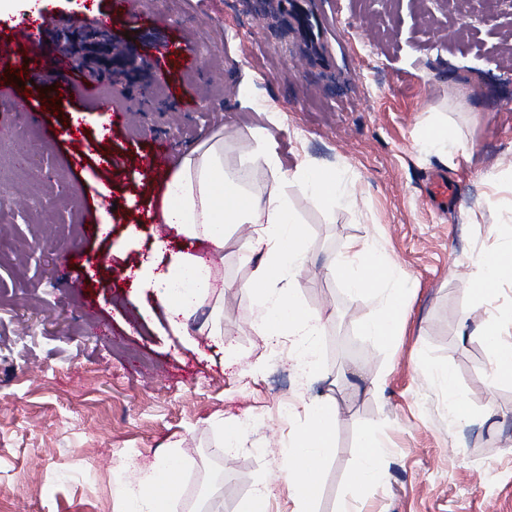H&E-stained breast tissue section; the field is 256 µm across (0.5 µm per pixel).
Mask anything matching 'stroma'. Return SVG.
Instances as JSON below:
<instances>
[{
    "mask_svg": "<svg viewBox=\"0 0 512 512\" xmlns=\"http://www.w3.org/2000/svg\"><path fill=\"white\" fill-rule=\"evenodd\" d=\"M108 0H46L36 46L50 58L104 36L140 59L96 67L105 95L123 89L145 111L112 126L107 107L51 103L52 82L30 83L0 101V512H124L122 490L162 452L182 459L174 512H195L199 489L240 512L252 491L275 489L271 512H292L278 478L284 448L306 427L289 414L299 400L336 406L335 452L317 479L316 512H512V383L491 385V357L479 331L512 314V289L493 310L469 290L479 254L494 243L491 222L512 189L489 175L512 163V12L479 0L461 13L448 0H132V17L90 26ZM68 19L67 38L55 26ZM190 35L196 65L161 57L158 46ZM250 77L251 102L238 96ZM197 102L183 109L184 99ZM43 121L27 120V105ZM103 152L74 164L77 145L52 140L71 113ZM452 124L467 156L445 164L420 150L432 127ZM263 131L284 170L301 161L336 168L358 191L356 207L312 204L300 186L283 190L305 229L300 296L328 320L316 339V368L300 379L287 354L265 355L249 322L243 284L251 274L230 231L216 259L224 276L228 365L209 336L175 335L151 290L132 294L130 270L166 237L144 220L150 173L142 154L166 139L181 156L214 133L234 168ZM454 183L447 209L423 204L427 181ZM112 214L106 236H88V201ZM367 239L415 285L399 336L368 341L360 325L373 302L349 294L331 265L346 241ZM265 356L251 375L250 365ZM450 370L466 417L448 413V391L433 367ZM241 422L233 459L214 455L230 420ZM383 448V485L353 498L351 478L365 433Z\"/></svg>",
    "mask_w": 512,
    "mask_h": 512,
    "instance_id": "stroma-1",
    "label": "stroma"
}]
</instances>
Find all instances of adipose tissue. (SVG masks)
I'll return each mask as SVG.
<instances>
[{"mask_svg":"<svg viewBox=\"0 0 512 512\" xmlns=\"http://www.w3.org/2000/svg\"><path fill=\"white\" fill-rule=\"evenodd\" d=\"M253 161L266 166L271 185L257 191L251 169L226 171L224 136L217 133L183 153L177 167L168 172L161 186L160 218L185 240H207L223 250L229 226L250 225L246 250L239 260L253 265L246 287L253 295L256 314L252 329L271 349L287 346L288 358L304 376L315 368L314 338L323 329L321 313L303 303L295 276L306 254L302 224L293 213L281 184H301L317 205L346 207L355 193L341 172L299 165L293 173L283 170L263 132H255ZM498 244L482 252L471 279L479 303L496 298L504 284H512V210L494 227ZM346 258L338 263L348 292L377 300L375 316L363 322L361 333L377 342L397 336L407 313L409 290L400 282L395 267L385 263L368 241L355 239L345 245ZM134 288L153 289L170 325L177 330L204 304H211L206 324L216 346L224 344L221 312L224 279L202 257L187 250L171 251L167 240H156L154 257L134 272ZM483 341L492 355L493 384L512 383V338L504 339L498 328H483ZM308 424L286 450L278 469L294 492V512H313L319 493L315 473L334 448L336 406L327 401L303 402L295 408ZM179 459L174 453L156 455L152 465L140 471L128 486L127 512H169V501L177 489Z\"/></svg>","mask_w":512,"mask_h":512,"instance_id":"1","label":"adipose tissue"}]
</instances>
